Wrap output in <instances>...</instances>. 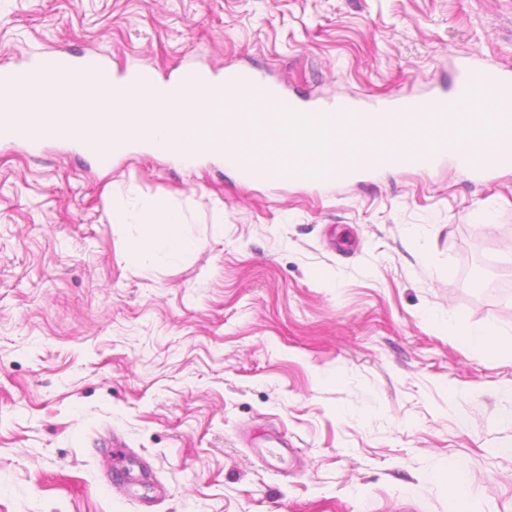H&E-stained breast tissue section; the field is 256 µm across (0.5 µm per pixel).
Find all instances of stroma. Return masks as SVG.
Returning a JSON list of instances; mask_svg holds the SVG:
<instances>
[{"label":"stroma","mask_w":512,"mask_h":512,"mask_svg":"<svg viewBox=\"0 0 512 512\" xmlns=\"http://www.w3.org/2000/svg\"><path fill=\"white\" fill-rule=\"evenodd\" d=\"M51 50L370 104L512 66V0H0V64ZM143 207L198 249L134 260L118 214ZM452 317L512 334V168L312 188L0 139V512H448L451 463L476 512H512V359ZM119 464L165 497L109 489ZM492 324L458 326L448 322V336L475 355L501 354L512 358V341L499 336Z\"/></svg>","instance_id":"1"}]
</instances>
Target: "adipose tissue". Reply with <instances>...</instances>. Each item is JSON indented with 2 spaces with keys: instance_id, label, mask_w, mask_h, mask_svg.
I'll return each instance as SVG.
<instances>
[{
  "instance_id": "ef3b65f1",
  "label": "adipose tissue",
  "mask_w": 512,
  "mask_h": 512,
  "mask_svg": "<svg viewBox=\"0 0 512 512\" xmlns=\"http://www.w3.org/2000/svg\"><path fill=\"white\" fill-rule=\"evenodd\" d=\"M345 121L332 119L321 126L307 129L302 134L308 152L324 156L346 149L351 137ZM125 223L138 225L140 239L133 256L135 259L168 258L196 249V241L188 238L181 224L173 218L158 217L141 209L125 214ZM448 334L471 353L484 356L501 354L512 357V341L499 336L493 325L459 326L449 324Z\"/></svg>"
}]
</instances>
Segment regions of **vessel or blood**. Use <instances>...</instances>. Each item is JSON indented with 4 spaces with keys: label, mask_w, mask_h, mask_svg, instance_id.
I'll return each instance as SVG.
<instances>
[{
    "label": "vessel or blood",
    "mask_w": 512,
    "mask_h": 512,
    "mask_svg": "<svg viewBox=\"0 0 512 512\" xmlns=\"http://www.w3.org/2000/svg\"><path fill=\"white\" fill-rule=\"evenodd\" d=\"M80 71L87 81L93 82L106 72L103 60L88 53L78 57L66 51H46L35 55L21 66H0V131L15 138H23L26 129L44 128L69 123L70 116L63 105H55L50 112L16 113L9 106L24 93L40 92L53 79ZM216 100L230 99L239 102L243 115L240 124L251 139L267 144L262 158H255L241 151L237 143L224 144V160L236 165L250 181L262 182L279 175L309 185L350 182L371 174L383 167L425 169L437 164L442 157L455 155L473 175L486 176L499 169L512 167V139L503 137L491 144L475 146L474 141L484 126L502 130L512 128V68H487L470 62L462 63L456 71L452 92L435 91L427 95L402 94L386 104H361L337 99L311 106L300 111L296 99L271 82L258 68H228L222 83L215 87ZM487 98L488 110L473 116L471 126L460 133L455 143H448L446 134L454 127L456 103H467ZM344 113L356 125H366L370 135L389 131L391 136L421 126L431 129L435 137L418 147L401 151L358 150L356 158L336 156L302 161L288 152L278 136L270 134L263 116L276 113L287 122L319 123L333 113Z\"/></svg>",
    "instance_id": "1"
}]
</instances>
